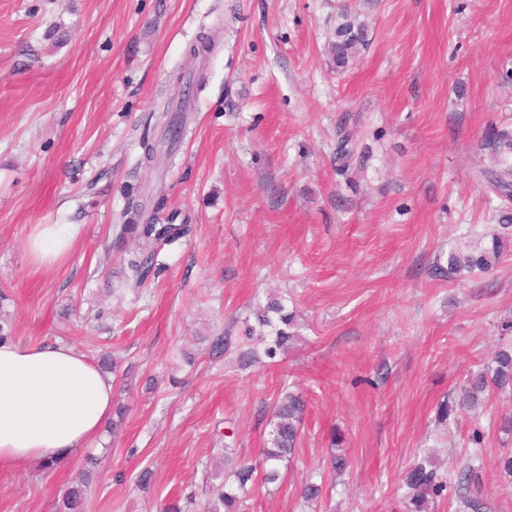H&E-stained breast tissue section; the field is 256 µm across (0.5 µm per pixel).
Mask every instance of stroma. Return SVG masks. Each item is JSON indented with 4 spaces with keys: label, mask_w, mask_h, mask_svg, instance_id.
Wrapping results in <instances>:
<instances>
[{
    "label": "stroma",
    "mask_w": 512,
    "mask_h": 512,
    "mask_svg": "<svg viewBox=\"0 0 512 512\" xmlns=\"http://www.w3.org/2000/svg\"><path fill=\"white\" fill-rule=\"evenodd\" d=\"M346 21L364 44L340 69ZM188 80L173 145L163 110ZM496 126L512 127V0H0V319L17 343L119 361L99 437L63 465L0 471V512H62L91 458L83 512L205 501L223 445L257 460L288 383L307 402L299 446L244 512H406L397 488L428 451L448 481L431 512L465 493L512 512V391L436 419L512 347V251L464 282L431 273L512 210L480 177ZM344 135L359 154L345 168ZM160 195L192 231L134 290L121 214ZM38 224L71 225V252L35 262ZM274 299L300 338L242 368L235 345ZM219 332L232 347L215 357ZM312 475L325 490L305 507Z\"/></svg>",
    "instance_id": "1"
}]
</instances>
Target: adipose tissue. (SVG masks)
Returning a JSON list of instances; mask_svg holds the SVG:
<instances>
[{
	"label": "adipose tissue",
	"instance_id": "obj_1",
	"mask_svg": "<svg viewBox=\"0 0 512 512\" xmlns=\"http://www.w3.org/2000/svg\"><path fill=\"white\" fill-rule=\"evenodd\" d=\"M73 241L67 225L43 224L27 249L49 263ZM112 397L111 378L69 346L0 344V470L66 460L97 435Z\"/></svg>",
	"mask_w": 512,
	"mask_h": 512
}]
</instances>
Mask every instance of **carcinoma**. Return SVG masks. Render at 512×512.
Returning <instances> with one entry per match:
<instances>
[{
  "instance_id": "cac0c4a2",
  "label": "carcinoma",
  "mask_w": 512,
  "mask_h": 512,
  "mask_svg": "<svg viewBox=\"0 0 512 512\" xmlns=\"http://www.w3.org/2000/svg\"><path fill=\"white\" fill-rule=\"evenodd\" d=\"M362 41L361 30L354 28L352 23L340 24L336 29V41L332 44L336 67H347L357 45ZM488 145L491 146L492 166L483 170V176L507 190L512 186V165L504 164V158L512 155V130L493 128L488 136ZM164 202V197H158L154 213L143 219L141 212L136 211L126 223L119 225L120 238H128L136 245L135 251L127 259L129 280L134 288L140 287L147 280L155 266L158 250L165 245L177 243L190 231L188 224L160 222L157 212L162 209ZM511 247L512 242L507 234L494 233L489 243L478 241L467 254L459 248L449 251L446 263L435 261L433 274L454 280L468 279L476 271L488 274L495 270ZM270 312L277 315V318L269 317ZM260 323L269 328L268 334L255 336L253 330L248 328L242 337L245 350L239 352L238 359L244 367L262 356L269 360L275 359L287 351L299 336L296 331V312L286 311L278 301H270L266 312L261 314ZM258 345L263 346V351L256 349ZM493 363L495 367L492 370L470 375L459 400L440 405L439 421L445 422L455 412L479 404L484 394L492 389H512V348L497 351ZM304 412L305 400L302 395L290 390L284 392L273 407L270 438L267 447L260 449L257 463L243 462L224 476L222 483L211 485L210 495L204 503L198 505V512H239L243 499L249 493L261 486L279 482L282 469L288 466L294 456ZM88 487L89 476L85 475L68 490L64 500L67 512H82ZM402 487L406 489L405 497L411 505V512H423L428 499L442 497L447 490V482L437 472L432 457L426 455L406 470Z\"/></svg>"
}]
</instances>
